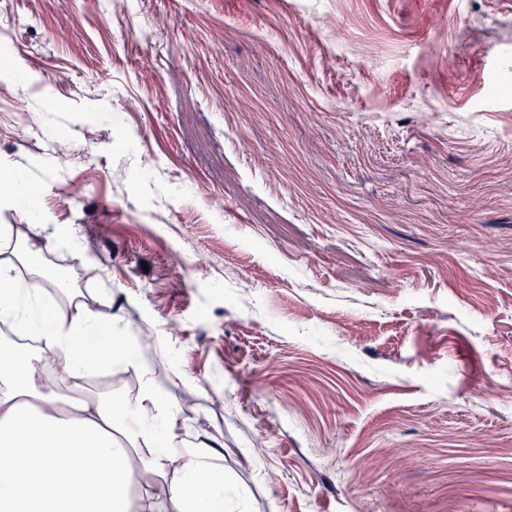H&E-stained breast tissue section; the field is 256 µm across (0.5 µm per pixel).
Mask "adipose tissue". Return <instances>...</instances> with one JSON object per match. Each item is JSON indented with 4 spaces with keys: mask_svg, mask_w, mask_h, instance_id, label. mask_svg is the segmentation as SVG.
Masks as SVG:
<instances>
[{
    "mask_svg": "<svg viewBox=\"0 0 512 512\" xmlns=\"http://www.w3.org/2000/svg\"><path fill=\"white\" fill-rule=\"evenodd\" d=\"M51 246L0 225V322L16 335L0 342V512H226L222 444L191 439L114 297L46 305ZM27 336L62 352L65 392L42 388ZM111 364L136 370L135 395L87 390ZM141 472L164 478L163 493L132 497Z\"/></svg>",
    "mask_w": 512,
    "mask_h": 512,
    "instance_id": "adipose-tissue-1",
    "label": "adipose tissue"
}]
</instances>
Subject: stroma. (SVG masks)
I'll list each match as a JSON object with an SVG mask.
<instances>
[{"instance_id": "1", "label": "stroma", "mask_w": 512, "mask_h": 512, "mask_svg": "<svg viewBox=\"0 0 512 512\" xmlns=\"http://www.w3.org/2000/svg\"><path fill=\"white\" fill-rule=\"evenodd\" d=\"M0 59V225L243 512H512V0H0Z\"/></svg>"}]
</instances>
